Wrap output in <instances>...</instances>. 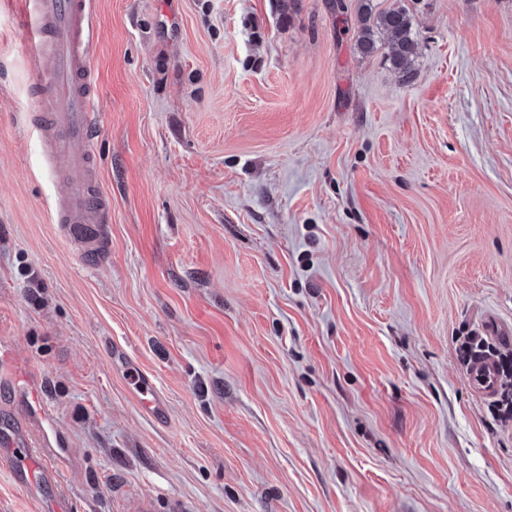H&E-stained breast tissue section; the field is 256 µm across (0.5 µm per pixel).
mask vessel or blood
Wrapping results in <instances>:
<instances>
[{
    "instance_id": "1",
    "label": "vessel or blood",
    "mask_w": 512,
    "mask_h": 512,
    "mask_svg": "<svg viewBox=\"0 0 512 512\" xmlns=\"http://www.w3.org/2000/svg\"><path fill=\"white\" fill-rule=\"evenodd\" d=\"M20 24L29 45L32 90L37 101L33 126L47 172L65 184L53 203V221L77 242L86 256L105 258L110 244L112 202L99 187L92 142L95 77L89 59L97 20L92 0H20ZM469 375L483 396L495 394V361L475 356ZM131 381L146 413L160 419L166 403L154 382L140 373ZM0 389L24 411V423L14 438L0 445V466L16 483L36 487L57 480L61 464L70 458L68 444L40 400L42 385L30 371L19 368L0 351Z\"/></svg>"
}]
</instances>
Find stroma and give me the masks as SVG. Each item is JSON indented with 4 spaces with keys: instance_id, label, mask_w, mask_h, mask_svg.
<instances>
[{
    "instance_id": "obj_1",
    "label": "stroma",
    "mask_w": 512,
    "mask_h": 512,
    "mask_svg": "<svg viewBox=\"0 0 512 512\" xmlns=\"http://www.w3.org/2000/svg\"><path fill=\"white\" fill-rule=\"evenodd\" d=\"M411 80L358 0H94L112 200L50 218L26 38L0 0V347L34 372L71 512H512V0H405ZM168 401L163 422L107 344ZM469 375L472 387L485 397L496 393L498 371L495 361L485 355H476L471 363Z\"/></svg>"
}]
</instances>
